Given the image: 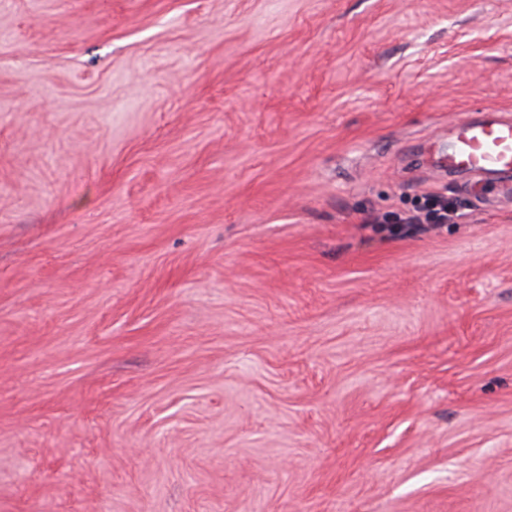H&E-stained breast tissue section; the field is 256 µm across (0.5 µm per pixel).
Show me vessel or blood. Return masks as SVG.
Wrapping results in <instances>:
<instances>
[{
  "mask_svg": "<svg viewBox=\"0 0 512 512\" xmlns=\"http://www.w3.org/2000/svg\"><path fill=\"white\" fill-rule=\"evenodd\" d=\"M449 166L482 173L512 172V120L490 112L454 124L448 142Z\"/></svg>",
  "mask_w": 512,
  "mask_h": 512,
  "instance_id": "obj_1",
  "label": "vessel or blood"
}]
</instances>
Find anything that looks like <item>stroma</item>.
Segmentation results:
<instances>
[{"mask_svg": "<svg viewBox=\"0 0 512 512\" xmlns=\"http://www.w3.org/2000/svg\"><path fill=\"white\" fill-rule=\"evenodd\" d=\"M488 110L512 0H0V512H512ZM448 142V167L482 173L512 172V120L488 112L480 120L453 125Z\"/></svg>", "mask_w": 512, "mask_h": 512, "instance_id": "35a3bbf8", "label": "stroma"}]
</instances>
